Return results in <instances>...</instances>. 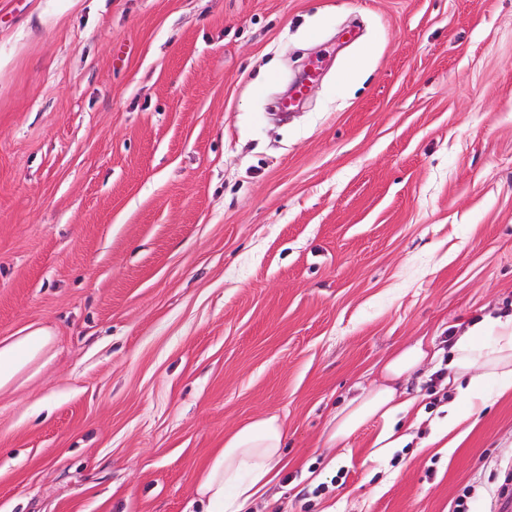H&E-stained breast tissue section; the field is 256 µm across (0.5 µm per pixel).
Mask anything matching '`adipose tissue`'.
I'll return each instance as SVG.
<instances>
[{
  "mask_svg": "<svg viewBox=\"0 0 512 512\" xmlns=\"http://www.w3.org/2000/svg\"><path fill=\"white\" fill-rule=\"evenodd\" d=\"M52 342L48 329H29L24 335L0 344V391L36 363ZM450 380L456 394L448 404V448L451 436L483 407V389L488 382L499 392L512 390V315L484 316L456 338L450 348ZM422 343L397 350L386 362L383 381L353 397L336 412L327 440L337 445L371 420L383 425L374 441V456L396 447L400 439L392 421L408 411L410 401L398 398L396 383L416 371L427 359ZM284 426L278 416L255 419L229 436L201 473L196 495L204 512H244L264 493L279 473L283 461Z\"/></svg>",
  "mask_w": 512,
  "mask_h": 512,
  "instance_id": "ef3b65f1",
  "label": "adipose tissue"
}]
</instances>
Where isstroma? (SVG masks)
<instances>
[{
  "instance_id": "stroma-1",
  "label": "stroma",
  "mask_w": 512,
  "mask_h": 512,
  "mask_svg": "<svg viewBox=\"0 0 512 512\" xmlns=\"http://www.w3.org/2000/svg\"><path fill=\"white\" fill-rule=\"evenodd\" d=\"M308 65L303 105L270 107ZM512 313V0H0V512H201L279 415L247 512H512V391L454 450L450 336ZM407 442L325 429L395 351ZM52 339L47 328L37 327L10 342L0 344V391L11 387L24 370L36 363ZM283 439L277 415L255 419L229 436L197 481L203 512H244L278 475Z\"/></svg>"
}]
</instances>
